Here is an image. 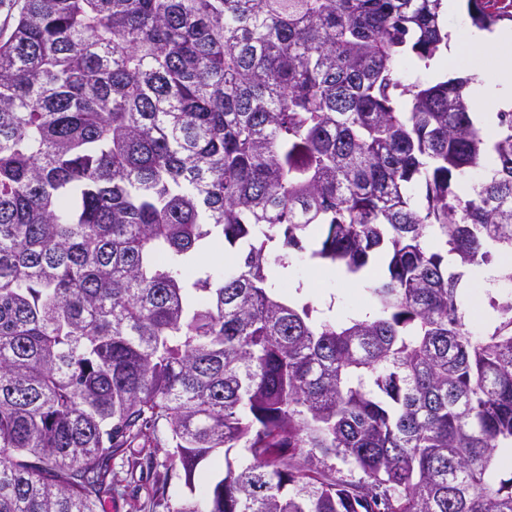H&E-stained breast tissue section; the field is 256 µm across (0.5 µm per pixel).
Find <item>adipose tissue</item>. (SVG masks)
Here are the masks:
<instances>
[{
  "label": "adipose tissue",
  "instance_id": "obj_1",
  "mask_svg": "<svg viewBox=\"0 0 512 512\" xmlns=\"http://www.w3.org/2000/svg\"><path fill=\"white\" fill-rule=\"evenodd\" d=\"M490 57L494 62L493 71L481 66L467 70L470 79L467 87L476 109L485 112L483 132L494 135L498 112L512 109V29L492 33L465 29L452 35L448 54L441 65L447 71H454L459 56Z\"/></svg>",
  "mask_w": 512,
  "mask_h": 512
}]
</instances>
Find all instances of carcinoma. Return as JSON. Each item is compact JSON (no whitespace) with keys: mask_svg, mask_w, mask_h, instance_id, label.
<instances>
[{"mask_svg":"<svg viewBox=\"0 0 512 512\" xmlns=\"http://www.w3.org/2000/svg\"><path fill=\"white\" fill-rule=\"evenodd\" d=\"M443 2L17 5L0 512H103L113 457L162 428L171 512H512V293L481 334L459 305L512 254V111L488 143L469 78L435 79ZM499 2L467 0L471 25L511 23ZM225 245L235 266L201 264ZM297 252L367 311L300 302Z\"/></svg>","mask_w":512,"mask_h":512,"instance_id":"obj_1","label":"carcinoma"}]
</instances>
